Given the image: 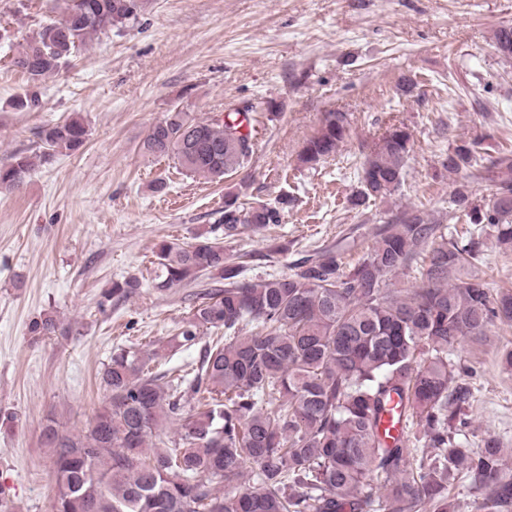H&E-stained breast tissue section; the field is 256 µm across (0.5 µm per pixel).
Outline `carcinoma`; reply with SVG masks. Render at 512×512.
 I'll return each instance as SVG.
<instances>
[{
    "instance_id": "carcinoma-1",
    "label": "carcinoma",
    "mask_w": 512,
    "mask_h": 512,
    "mask_svg": "<svg viewBox=\"0 0 512 512\" xmlns=\"http://www.w3.org/2000/svg\"><path fill=\"white\" fill-rule=\"evenodd\" d=\"M66 2L67 20L45 23L12 59L33 83L141 9L140 0ZM496 48L512 58L511 26L498 29ZM275 110L262 100L248 112L198 120L174 109L149 128L143 149L192 175L222 178L249 162L257 116ZM347 133L346 113H324L298 163L315 168ZM87 136L78 118L44 127L39 154L16 153L0 166V188L21 187L36 162L80 150ZM411 141L406 127L393 126L364 156L355 205L402 186ZM442 166L466 172L449 203L478 229L449 238L425 212L404 211L349 269L329 249L288 275L242 278L244 264L226 255L223 239L281 223L286 197L246 207L229 191L220 223L196 242L160 241L156 291L202 277L212 284L167 346L191 348L205 329L224 330V341L206 344L197 365L164 372L151 366L159 350L116 348L88 430L68 432L52 419L42 428L56 484L52 512H460L448 488L463 478L482 495V512H512L501 440L460 439L474 397L461 377L478 370L448 357L460 339L512 322V289L493 293L462 274L483 261V236L512 245V150L484 159L463 141ZM472 179L489 182L491 193L474 198ZM418 259L427 263L420 283L390 287ZM138 288L135 278L115 280L100 305ZM57 328L45 314L28 333L37 341ZM394 402L397 436L382 430ZM166 425L177 438L159 439Z\"/></svg>"
}]
</instances>
